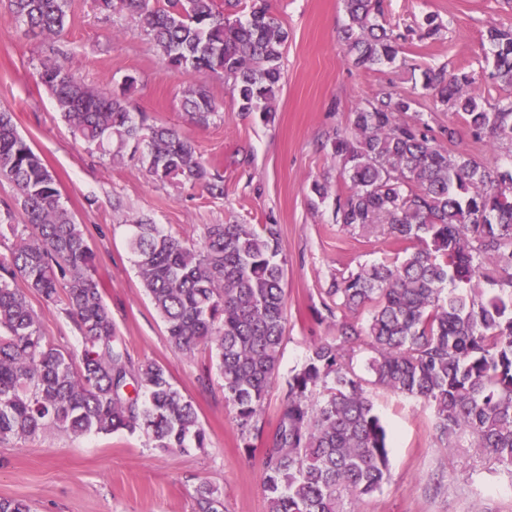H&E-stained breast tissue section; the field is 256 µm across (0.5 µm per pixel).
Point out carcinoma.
<instances>
[{
  "label": "carcinoma",
  "mask_w": 512,
  "mask_h": 512,
  "mask_svg": "<svg viewBox=\"0 0 512 512\" xmlns=\"http://www.w3.org/2000/svg\"><path fill=\"white\" fill-rule=\"evenodd\" d=\"M125 12L150 37L160 61L233 80L238 111L275 117L283 86L288 31L266 0H251L242 20L225 9L240 0H95ZM342 39L360 67L392 63L402 37L380 23L383 0H343ZM28 31L60 35L68 0H8ZM493 78L512 85V28L492 25ZM62 120L89 147L134 143L152 179L202 185L224 195L192 140L176 128L147 125L130 112L127 92L99 90L57 60L42 63ZM468 73L423 72L424 88L460 114L473 134L512 146V102L494 107ZM185 112L203 125L218 111L209 91L185 92ZM346 180L336 196V223L380 231L403 257L340 274L323 308L340 314L338 336L313 343L288 377L276 427L259 425L278 373L286 329V259L274 226L208 224L188 242L138 220L127 245L138 277L165 324L169 341L187 353L215 351L224 394L241 435L264 444L261 484L267 512H344L348 497L379 491L389 466L388 434L367 394L377 386L434 407L440 439L460 434L512 472V169L453 153L429 134L413 101L381 93L361 101L349 131L331 140ZM0 180L17 191L24 224L0 212V442L49 430L75 436L143 432L168 453L207 447L193 403L155 361L132 360L94 279V253L82 225L60 202L43 158L0 110ZM63 303L81 343L75 354L44 336L28 299ZM358 310L364 322L347 318ZM370 352L368 377L353 354ZM194 512H224L220 489L198 485Z\"/></svg>",
  "instance_id": "cac0c4a2"
}]
</instances>
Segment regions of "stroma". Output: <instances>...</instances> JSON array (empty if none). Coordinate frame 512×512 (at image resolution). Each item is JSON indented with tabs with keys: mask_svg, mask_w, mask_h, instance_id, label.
<instances>
[{
	"mask_svg": "<svg viewBox=\"0 0 512 512\" xmlns=\"http://www.w3.org/2000/svg\"><path fill=\"white\" fill-rule=\"evenodd\" d=\"M269 6L287 29L288 43L278 111L266 123L239 112L224 76L164 66L125 14L100 11L93 0H69L64 31L47 38L27 33L8 0H0V108L12 112L21 135L55 175L62 203L82 224L95 256L94 278L130 355L167 369L193 401L209 439L205 449L164 454L142 433L54 430L13 438L0 443V497L24 499L35 512H192L195 487L209 483L220 488L226 512H266L262 452L248 449L210 349L187 354L171 345L137 275L127 224L144 217L188 241L200 240L209 224L276 226L286 257V331L261 417L269 431L309 346L336 334L335 320L322 307L333 277L395 256L387 236L334 219L336 197L346 186L328 142L335 131L349 129L356 106L381 92L412 99L432 132L455 129V149L491 167L512 159L511 148L476 138L461 116L422 87L426 69L464 70L487 102L512 100V86L491 77L486 37L491 21L512 24V10L501 0H384L382 22L404 37L406 51L396 62L369 68L354 65L341 38L342 0H269ZM430 13L444 29L425 38L421 24ZM49 56L96 88L118 92L124 77L134 76L132 112L185 131L211 175L223 178V196L153 180L132 147L116 156L88 149L38 79ZM196 85L207 87L219 105L205 126L193 124L182 108L185 91ZM316 181L329 183L330 197L312 193ZM29 300L45 336L79 351L78 333L60 306L35 294ZM206 372L211 382L204 387L198 379ZM371 399L391 441L389 472L380 491L353 500L351 512H512V473L472 447L469 436L451 446L440 440L431 405L383 389L372 390Z\"/></svg>",
	"mask_w": 512,
	"mask_h": 512,
	"instance_id": "obj_1",
	"label": "stroma"
}]
</instances>
